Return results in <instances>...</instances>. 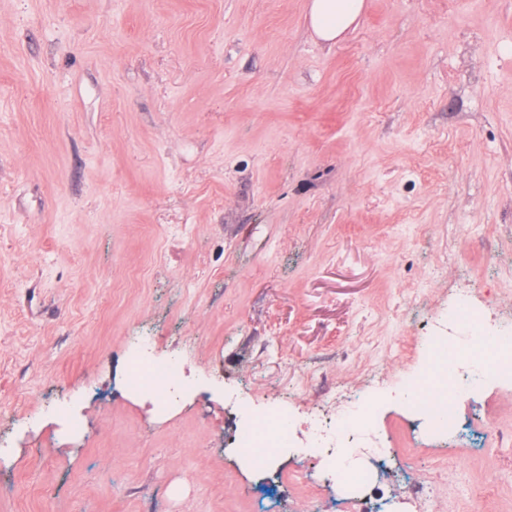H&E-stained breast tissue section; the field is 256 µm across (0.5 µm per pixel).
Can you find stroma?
I'll list each match as a JSON object with an SVG mask.
<instances>
[{"mask_svg": "<svg viewBox=\"0 0 512 512\" xmlns=\"http://www.w3.org/2000/svg\"><path fill=\"white\" fill-rule=\"evenodd\" d=\"M0 0V512H512V384L350 491L318 449L236 452L241 398L295 417L369 370H421L469 294L512 335V0ZM180 361L168 408L132 338ZM78 417L67 430L56 413ZM364 0H312L310 24L314 34L323 42L336 41L357 21Z\"/></svg>", "mask_w": 512, "mask_h": 512, "instance_id": "35a3bbf8", "label": "stroma"}]
</instances>
